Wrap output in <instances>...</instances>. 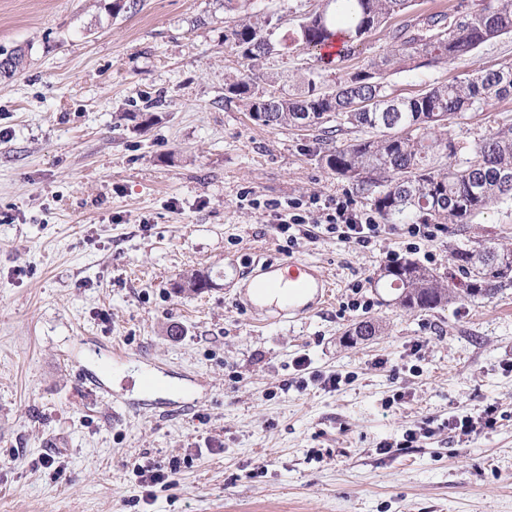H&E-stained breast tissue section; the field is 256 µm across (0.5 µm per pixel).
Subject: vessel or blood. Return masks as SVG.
<instances>
[{
    "label": "vessel or blood",
    "mask_w": 512,
    "mask_h": 512,
    "mask_svg": "<svg viewBox=\"0 0 512 512\" xmlns=\"http://www.w3.org/2000/svg\"><path fill=\"white\" fill-rule=\"evenodd\" d=\"M281 292L279 304L267 301L269 290ZM334 284L319 266L296 257L268 258L250 264L247 278L235 297L252 315H274L276 320H296L327 304Z\"/></svg>",
    "instance_id": "vessel-or-blood-1"
}]
</instances>
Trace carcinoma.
I'll use <instances>...</instances> for the list:
<instances>
[{"instance_id":"1","label":"carcinoma","mask_w":512,"mask_h":512,"mask_svg":"<svg viewBox=\"0 0 512 512\" xmlns=\"http://www.w3.org/2000/svg\"><path fill=\"white\" fill-rule=\"evenodd\" d=\"M414 0H324L322 9L300 19L297 43L310 53L335 41L342 57L371 30L395 15L407 20L395 30L397 63L408 70L455 62L482 44L512 32V0H482L471 12L410 17ZM276 26L265 15L252 23L229 24L230 43L251 75L227 85L246 101L262 126L307 127L333 139L348 129L365 136L323 151L321 162L356 185L386 224H470L491 205L512 204V128L475 145L432 130L460 125L472 111L512 93V68H475L468 78L434 83L411 98L393 95L386 82L391 60L382 57L335 89L297 95L259 89L275 76L256 72L275 51ZM448 277L414 260L383 269L396 302L406 309L432 310L457 297H491L512 286V248L489 240H467L451 253Z\"/></svg>"}]
</instances>
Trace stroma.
I'll list each match as a JSON object with an SVG mask.
<instances>
[{
  "mask_svg": "<svg viewBox=\"0 0 512 512\" xmlns=\"http://www.w3.org/2000/svg\"><path fill=\"white\" fill-rule=\"evenodd\" d=\"M317 2L0 0V53H28L0 76V512H512V287L408 310L376 285L392 254L444 276L457 239L512 244V204L413 250L400 225L369 251L274 231L267 206L290 198L370 209L321 163L320 131L225 97L247 73L229 21L279 17L269 65L291 93L395 52L397 16L348 58L299 50ZM508 66L512 34L386 80L410 97ZM510 127L512 95L450 133ZM285 254L322 268L332 302L292 322L238 308L246 261ZM187 273L209 288L179 292ZM365 321L377 335H355ZM491 404L494 427L449 430ZM137 464L169 473L154 499Z\"/></svg>",
  "mask_w": 512,
  "mask_h": 512,
  "instance_id": "stroma-1",
  "label": "stroma"
}]
</instances>
